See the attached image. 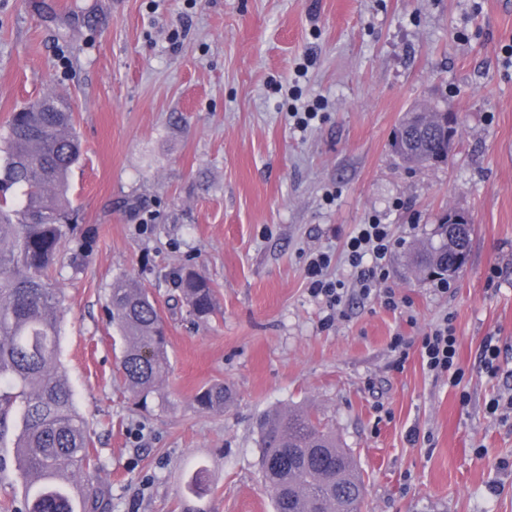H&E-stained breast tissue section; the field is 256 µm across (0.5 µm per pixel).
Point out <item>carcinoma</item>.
Wrapping results in <instances>:
<instances>
[{"mask_svg": "<svg viewBox=\"0 0 512 512\" xmlns=\"http://www.w3.org/2000/svg\"><path fill=\"white\" fill-rule=\"evenodd\" d=\"M0 444L12 439L23 479V500L14 512H92L77 478L99 469L89 449L84 418L59 370L61 296L53 270L73 233L67 175L82 154L74 132V108L63 97L44 96L12 113L0 136ZM17 190L16 208L5 209ZM471 225L432 230L410 262L441 276L456 273L469 255ZM194 320L215 313L214 290L194 269L174 279ZM107 305L123 353L117 370L140 400L167 376L166 321L148 289L118 277ZM230 399L222 383L198 393L199 407L222 411ZM260 468L274 512H361L365 487L351 452L309 410L290 408L262 415L257 424ZM211 489L209 470L188 476L185 494L196 499Z\"/></svg>", "mask_w": 512, "mask_h": 512, "instance_id": "carcinoma-1", "label": "carcinoma"}]
</instances>
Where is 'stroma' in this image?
<instances>
[{
    "mask_svg": "<svg viewBox=\"0 0 512 512\" xmlns=\"http://www.w3.org/2000/svg\"><path fill=\"white\" fill-rule=\"evenodd\" d=\"M512 0H0V128L44 95L72 100L83 156L69 176L80 269L58 263L60 362L102 468L98 512H273L256 422L305 407L357 459L364 512H512ZM459 113L447 164L406 167L391 138L418 104ZM309 112L306 129L295 113ZM456 208L469 262L437 281L408 253ZM397 241L380 290L354 289L342 249L357 225ZM347 288L325 323L312 253ZM185 265L216 290L194 324L169 309ZM127 276L168 323L171 370L147 401L115 370L106 297ZM452 315L460 386L429 373L421 338ZM402 337L398 361L390 343ZM502 349L487 374L480 346ZM221 382L219 412L196 394ZM213 492L183 502L187 471Z\"/></svg>",
    "mask_w": 512,
    "mask_h": 512,
    "instance_id": "35a3bbf8",
    "label": "stroma"
}]
</instances>
